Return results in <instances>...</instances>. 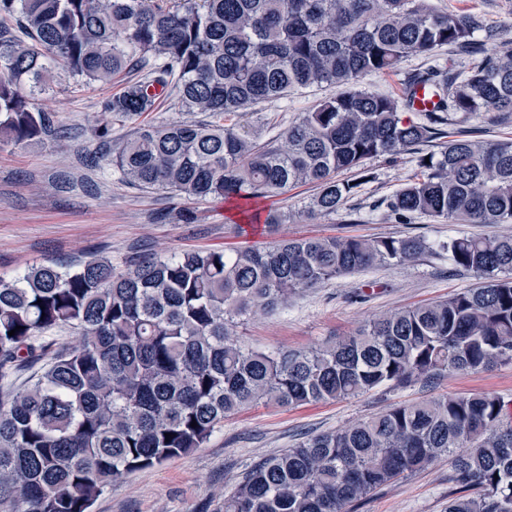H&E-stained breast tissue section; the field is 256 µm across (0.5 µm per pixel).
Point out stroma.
Listing matches in <instances>:
<instances>
[{"label": "stroma", "mask_w": 512, "mask_h": 512, "mask_svg": "<svg viewBox=\"0 0 512 512\" xmlns=\"http://www.w3.org/2000/svg\"><path fill=\"white\" fill-rule=\"evenodd\" d=\"M439 10L478 15L485 28L475 41L484 52L512 43V0H432ZM496 32L487 38L486 29ZM454 62L457 70L473 66L474 56L443 47L432 57L413 56L397 70L367 77V90L397 96L405 76L418 69ZM123 78L109 84H87L73 78L63 64L54 66V90L37 98L49 113L56 137L16 146L0 144V276L11 279L36 263L63 264L93 255L111 257L117 270L139 256H167L186 250L264 247L282 238L308 236H418L431 249L417 261L375 267L329 281L297 296L287 308L239 324L247 347L266 351H306L333 336L355 332L395 308L436 302L480 280L454 268L438 243L461 235H512V224H451L416 215L399 221L385 198L417 171L415 157L377 158L360 192L335 213L313 221L301 211L314 194L299 185L275 197L259 199L261 212H277L284 221L276 231L259 227L240 232L239 216L221 200H197L163 190L126 184L104 160L96 136L109 126L113 139L132 134L139 123L209 122L206 114L185 111L175 95L162 96L155 111L139 120L106 112ZM324 90L311 88L272 99L249 110L246 122L260 125L262 140L278 137L288 124L308 111ZM491 392L512 411V363L477 373L443 372L431 380L401 386L383 385L344 401L297 408L258 404L225 418L205 447L135 473L112 485L95 501L92 512H219L225 494L238 478L265 456L291 447L302 437L335 430L380 413L390 406L427 400L445 393ZM451 467L440 459L423 471L385 486L357 503L353 512H445L454 485Z\"/></svg>", "instance_id": "1"}]
</instances>
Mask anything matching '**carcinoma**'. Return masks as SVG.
<instances>
[{
	"mask_svg": "<svg viewBox=\"0 0 512 512\" xmlns=\"http://www.w3.org/2000/svg\"><path fill=\"white\" fill-rule=\"evenodd\" d=\"M21 35L0 29V140L53 135L34 100L61 61L86 83L127 76L105 110L136 119L176 92L215 117L142 124L106 146L127 184L196 199L249 201L311 184L308 218L336 212L366 162L416 155L420 175L382 201L461 224H512V139L456 132L439 153L421 146L458 116L512 115V46L463 73L408 74L399 97L359 88L410 56L469 52L480 17L431 0H0ZM323 84L338 89L260 145L225 117ZM433 109L405 122L417 88ZM481 279L445 300L381 315L307 351L244 347V317L288 306L300 291L365 269L416 261L417 236L282 239L233 252L137 258L123 272L94 256L46 261L0 277V380L27 363L35 377L0 398V512H90L113 483L203 447L224 418L259 403L299 407L351 399L445 370L512 362V235L439 245ZM61 329L77 338L56 343ZM15 331L10 336L8 332ZM197 426H191V422ZM451 460L446 512H512V422L491 393L395 405L264 457L224 496L221 512H351L376 490Z\"/></svg>",
	"mask_w": 512,
	"mask_h": 512,
	"instance_id": "cac0c4a2",
	"label": "carcinoma"
}]
</instances>
